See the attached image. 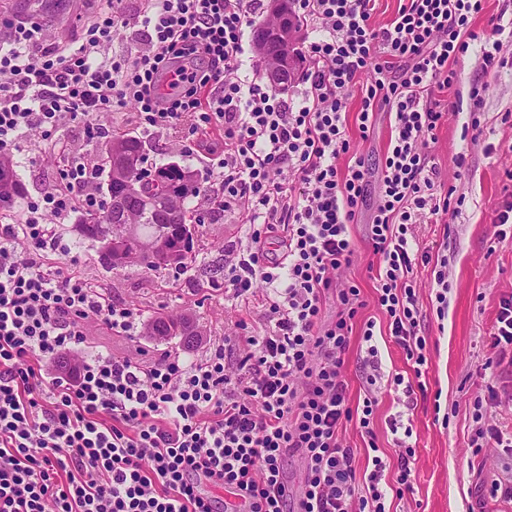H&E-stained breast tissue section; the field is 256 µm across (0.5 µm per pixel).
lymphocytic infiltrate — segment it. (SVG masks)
<instances>
[{"mask_svg":"<svg viewBox=\"0 0 512 512\" xmlns=\"http://www.w3.org/2000/svg\"><path fill=\"white\" fill-rule=\"evenodd\" d=\"M315 32L307 89L278 97L242 75L244 34L260 0H148L140 11L145 49L112 52L129 20L120 0L99 13L83 42L67 49L44 28L12 24L0 40V156H14L35 129L87 117L89 137L107 132L100 113L134 103L141 124L171 129L191 117L193 133H218L212 159L219 207L248 212L243 240L230 247L224 285L250 300L265 287L268 328L259 336H219L204 356L142 348L117 359L86 353L90 332L106 327L134 338L136 314L80 276L50 270L64 255L60 226L76 211L97 212L95 167L62 151L59 183L29 200L19 223L0 225V512H387L389 494L412 485L411 427L393 419L395 485L373 431L379 382L405 398L425 391L429 343L421 333L423 297L415 271L429 267L437 313L448 307V260L421 247V220L438 223L463 205L445 187L429 150L448 120L432 97L451 90L455 66L479 43L482 68H505L499 34L472 29L484 0H404L387 24L376 0H296ZM365 84H358L361 74ZM368 138L377 113L391 134L379 172L352 151L348 91ZM375 203H368V195ZM370 208L367 241L382 264L375 303L406 354L411 377H384L374 321L355 328L365 306L336 274L351 265L350 226ZM336 317L323 318L328 295ZM365 344L369 388L361 409L347 396L345 355L353 331ZM247 353L228 358L229 349ZM493 352L476 371L497 396L494 368L512 359V296L502 298L489 334ZM356 422L370 456L364 469L342 429ZM300 459V495L289 510L284 465ZM227 489L219 501L206 485Z\"/></svg>","mask_w":512,"mask_h":512,"instance_id":"obj_1","label":"lymphocytic infiltrate"}]
</instances>
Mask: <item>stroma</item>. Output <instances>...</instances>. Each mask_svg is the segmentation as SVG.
Returning <instances> with one entry per match:
<instances>
[{
    "label": "stroma",
    "mask_w": 512,
    "mask_h": 512,
    "mask_svg": "<svg viewBox=\"0 0 512 512\" xmlns=\"http://www.w3.org/2000/svg\"><path fill=\"white\" fill-rule=\"evenodd\" d=\"M106 5V0H0V22L31 20L50 32L63 45L81 43L88 27ZM458 88L468 92L472 84L484 88L486 126L477 141L462 137L466 112H450L447 122L430 146L445 185L460 187L466 199L456 215L445 224H421L417 231L422 246L433 247L448 258V309L437 316L431 300L423 302L421 330L430 346L426 378L427 392L418 397L409 413L411 444L415 448L413 490L392 499L390 512H468L482 507L483 512H512V501L488 496L491 483L512 478V457L488 449L483 469L472 468L470 440L477 424L472 417L473 403L480 388L472 376L489 355L487 339L496 321L501 298L512 295V238L492 243L493 219L504 193H512V66L497 73H484L478 48H471L457 66ZM133 105L101 114V124L113 132L139 137L144 142L147 168L171 161L194 171L201 184L198 196L185 206L195 221L191 226L194 266L186 270L161 268L148 270L137 264L120 269L105 268L99 260V245L84 240L76 231L80 213H73L61 226L70 246L63 257L65 271L80 275L132 305L138 312L137 340L145 350V362L158 360L165 352L201 356L210 339L240 331V319H247L249 333L267 327L260 298L243 304L232 293L211 287V280H223L224 261L232 242L242 236L248 218L229 214L215 203L216 178L211 173L206 147L207 137L188 130L147 128L135 122ZM87 119L77 116L48 132H33L21 144V164L14 172L22 185L9 211L0 213V222L17 221L28 201L37 197L49 182L59 176L65 158L61 143L75 152L106 164L109 141L87 139ZM355 149L370 167L381 166L390 135L388 113H378L368 139H361L356 123H349ZM191 146L185 154L183 146ZM465 153V165H458V153ZM369 211H362L350 234L355 245L353 263L339 274V280L357 286L365 307L362 319L385 326L386 317L374 303L375 277L380 258L366 239ZM159 316L184 317L199 334L192 347L180 337L158 339L146 328Z\"/></svg>",
    "instance_id": "1"
}]
</instances>
